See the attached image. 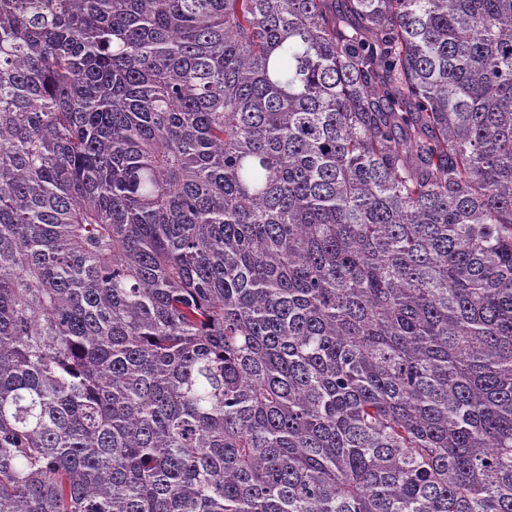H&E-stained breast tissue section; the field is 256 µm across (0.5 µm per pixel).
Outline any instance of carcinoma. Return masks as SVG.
I'll return each mask as SVG.
<instances>
[{
    "label": "carcinoma",
    "instance_id": "obj_1",
    "mask_svg": "<svg viewBox=\"0 0 512 512\" xmlns=\"http://www.w3.org/2000/svg\"><path fill=\"white\" fill-rule=\"evenodd\" d=\"M0 0V512H512V0Z\"/></svg>",
    "mask_w": 512,
    "mask_h": 512
}]
</instances>
